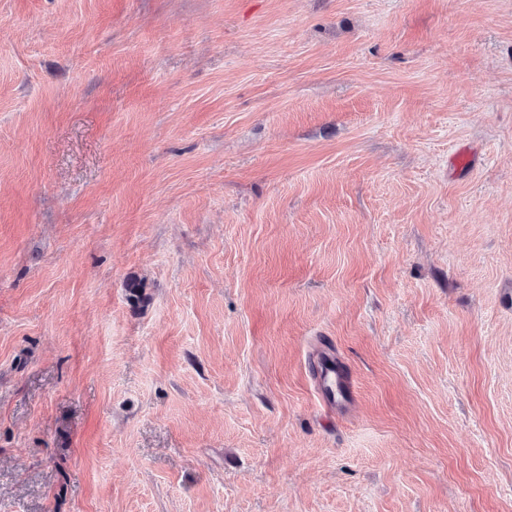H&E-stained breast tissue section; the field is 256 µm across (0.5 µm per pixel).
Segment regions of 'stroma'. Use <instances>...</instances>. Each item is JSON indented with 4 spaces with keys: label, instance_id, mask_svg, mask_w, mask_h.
Returning <instances> with one entry per match:
<instances>
[{
    "label": "stroma",
    "instance_id": "35a3bbf8",
    "mask_svg": "<svg viewBox=\"0 0 512 512\" xmlns=\"http://www.w3.org/2000/svg\"><path fill=\"white\" fill-rule=\"evenodd\" d=\"M0 512H512V0H0Z\"/></svg>",
    "mask_w": 512,
    "mask_h": 512
}]
</instances>
